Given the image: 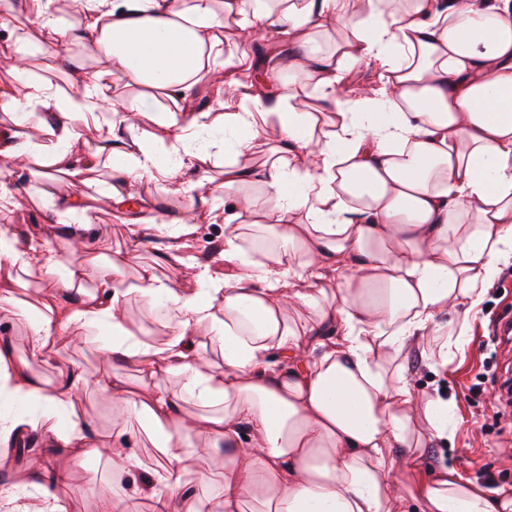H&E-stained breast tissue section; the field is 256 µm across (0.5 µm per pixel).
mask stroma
<instances>
[{
    "mask_svg": "<svg viewBox=\"0 0 512 512\" xmlns=\"http://www.w3.org/2000/svg\"><path fill=\"white\" fill-rule=\"evenodd\" d=\"M42 12L53 13L76 27L87 21L80 0H29L26 7L15 10L8 0H0V21L25 30L45 47L54 34L40 25L38 15ZM95 178L90 189L98 198L93 229L106 234L112 250L134 253L140 262L155 264L159 276L179 288L189 285L183 265L188 258L209 266L215 275H223L224 222L214 219L209 208L193 209L190 199L173 196L168 184L145 179L127 188L138 201L137 208L131 209L106 196L112 181L110 161L101 162ZM16 183L23 194L19 205L0 207V214L11 221L12 232L22 242L37 244L45 239L68 258L85 260V253L70 242L68 225L49 223L52 205L42 197L43 179L23 171ZM187 217L193 218L194 231L180 236L178 250H169L170 239L159 234L158 225ZM126 308L128 326L135 336L151 343L167 338L170 323L164 309L150 306L135 295L128 297ZM505 315L512 316V262L502 267L488 288L472 317L463 349L451 355L447 363H440L431 342L425 353L404 352L395 361L411 377L418 397H439L454 406L447 439L428 451L431 469L453 466L473 483L479 474L488 473L497 489L512 485V423L496 419L490 403L498 394L504 370L512 369V356L501 349L490 351L487 343L494 320ZM96 336V330L81 331L79 339L58 349L54 363H31V371L49 379L56 368L73 365L89 381L105 377L111 369L101 360ZM49 465L67 474L58 492L68 501L70 512H95L100 498L132 493L142 479L141 471L118 473L106 461L79 456L74 450L54 455Z\"/></svg>",
    "mask_w": 512,
    "mask_h": 512,
    "instance_id": "obj_1",
    "label": "stroma"
}]
</instances>
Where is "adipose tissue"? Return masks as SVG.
I'll list each match as a JSON object with an SVG mask.
<instances>
[{
  "label": "adipose tissue",
  "mask_w": 512,
  "mask_h": 512,
  "mask_svg": "<svg viewBox=\"0 0 512 512\" xmlns=\"http://www.w3.org/2000/svg\"><path fill=\"white\" fill-rule=\"evenodd\" d=\"M86 25L64 35L53 52L61 69L81 70L69 45L103 54L109 66L84 71L65 94L16 67V84L0 86L14 112L0 128V201H14L15 168L60 172L87 184L101 158L118 178L165 181L173 194L198 198L201 187L226 192L224 274L188 262L194 288L174 287L153 265L127 280L128 258L102 262L62 258L22 243L0 227V269L40 275L54 293L29 325V354L42 362L81 329L104 328L105 362L120 359L143 376L121 372L88 382L59 368L52 387L12 364L0 341V399L23 395L41 413L10 415L0 445L18 433L43 446L29 468L33 500H21L9 479L0 502L12 512H68L57 493L56 452L78 448L144 469L141 446L154 450L153 475L127 499L105 498L98 512H193L186 493V451L224 449V471L212 481L208 512H512V486L494 493L444 467L422 471V449L448 436L449 407L416 399L396 355L443 335L447 351L465 343L471 311L512 259V0H83ZM234 24L245 39L280 43L276 65L311 80L322 109L300 108L294 94L256 90L252 108L224 99L222 147L231 159L223 183L208 182L191 158L169 154L196 141L208 113L184 112L182 92L210 63L254 72L245 58L225 55L214 33ZM382 69L346 112L336 94L349 63ZM161 97L168 108L144 133L136 110L114 115L104 103L114 81ZM47 115L55 145L23 133L36 112ZM278 113L279 138L259 166L241 164ZM92 122L99 141L74 159L77 121ZM256 183L260 197L245 193ZM94 197L81 192L55 211L89 237ZM274 246L253 253V233ZM166 307L175 322L159 344L129 330V295ZM306 309L311 321L295 316ZM209 329L224 357L207 363L198 328ZM126 410L123 426L103 442L76 409L82 389ZM199 410L187 414L182 402Z\"/></svg>",
  "instance_id": "ef3b65f1"
}]
</instances>
